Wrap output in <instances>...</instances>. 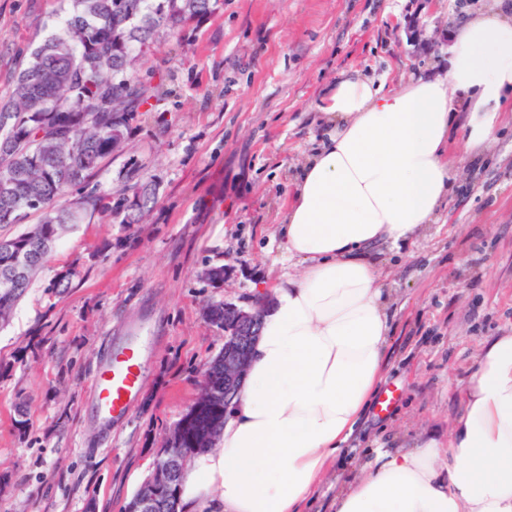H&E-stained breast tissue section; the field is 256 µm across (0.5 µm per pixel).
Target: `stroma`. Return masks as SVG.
I'll list each match as a JSON object with an SVG mask.
<instances>
[{
  "label": "stroma",
  "instance_id": "1",
  "mask_svg": "<svg viewBox=\"0 0 512 512\" xmlns=\"http://www.w3.org/2000/svg\"><path fill=\"white\" fill-rule=\"evenodd\" d=\"M491 2L217 0L179 34L158 30L138 75L159 95L90 179L101 194L152 184L156 205L137 224L85 215L0 328V512H121L224 350L208 307L272 303L300 271L279 221L325 135L321 105L337 77L394 85L442 73L454 27ZM62 9L0 0V98ZM416 19L429 51L410 38ZM463 133L449 132L457 178L437 222L371 254L391 327L383 385L396 401L384 413L368 406L303 512H334L331 482L356 477L373 449L447 443L478 345L512 331V112L484 153L461 158ZM218 266L215 285L202 273ZM65 268L76 272L70 288L50 293ZM129 348L142 385L107 426L92 412L94 375Z\"/></svg>",
  "mask_w": 512,
  "mask_h": 512
}]
</instances>
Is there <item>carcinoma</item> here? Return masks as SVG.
I'll return each instance as SVG.
<instances>
[{
    "label": "carcinoma",
    "mask_w": 512,
    "mask_h": 512,
    "mask_svg": "<svg viewBox=\"0 0 512 512\" xmlns=\"http://www.w3.org/2000/svg\"><path fill=\"white\" fill-rule=\"evenodd\" d=\"M71 0L58 31L30 53L15 76L12 96L0 102V225L17 224L30 211L40 221L22 233L1 237L0 326L8 324L47 255L81 214L123 216L154 202L146 183L122 193L89 191L76 204L73 188H85L100 163L120 151L135 113L150 87L126 70L132 46H149L160 27L179 30L212 12L215 0ZM223 398L202 390L183 430L180 446L204 434L221 436ZM190 460L163 473L162 493L152 512H182L180 493Z\"/></svg>",
    "instance_id": "cac0c4a2"
}]
</instances>
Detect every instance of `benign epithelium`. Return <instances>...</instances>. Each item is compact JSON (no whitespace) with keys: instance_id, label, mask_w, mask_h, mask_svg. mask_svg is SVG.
<instances>
[{"instance_id":"benign-epithelium-1","label":"benign epithelium","mask_w":512,"mask_h":512,"mask_svg":"<svg viewBox=\"0 0 512 512\" xmlns=\"http://www.w3.org/2000/svg\"><path fill=\"white\" fill-rule=\"evenodd\" d=\"M224 307V409H229L238 397L239 385L246 370V355L242 346L256 340L254 327L260 317V307L249 310L232 303ZM163 467V459L155 458L150 466V476L138 490L130 512H148L156 494L155 478Z\"/></svg>"}]
</instances>
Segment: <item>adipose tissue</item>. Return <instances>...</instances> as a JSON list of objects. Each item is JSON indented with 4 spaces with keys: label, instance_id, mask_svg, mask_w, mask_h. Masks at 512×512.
<instances>
[{
    "label": "adipose tissue",
    "instance_id": "adipose-tissue-1",
    "mask_svg": "<svg viewBox=\"0 0 512 512\" xmlns=\"http://www.w3.org/2000/svg\"><path fill=\"white\" fill-rule=\"evenodd\" d=\"M512 109V18L491 6L455 28L446 78L398 87L343 74L321 107L331 128L301 168L282 223L301 266L263 309L221 448L187 469L223 512H299L384 379L389 317L369 251L435 223L461 152L485 151ZM447 445L378 448L335 512H512V333L484 340Z\"/></svg>",
    "mask_w": 512,
    "mask_h": 512
}]
</instances>
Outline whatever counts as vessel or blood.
Here are the masks:
<instances>
[{
  "label": "vessel or blood",
  "instance_id": "vessel-or-blood-1",
  "mask_svg": "<svg viewBox=\"0 0 512 512\" xmlns=\"http://www.w3.org/2000/svg\"><path fill=\"white\" fill-rule=\"evenodd\" d=\"M140 379V364L135 354H127L122 365L111 362L103 365L96 378V414L106 421L123 415Z\"/></svg>",
  "mask_w": 512,
  "mask_h": 512
}]
</instances>
